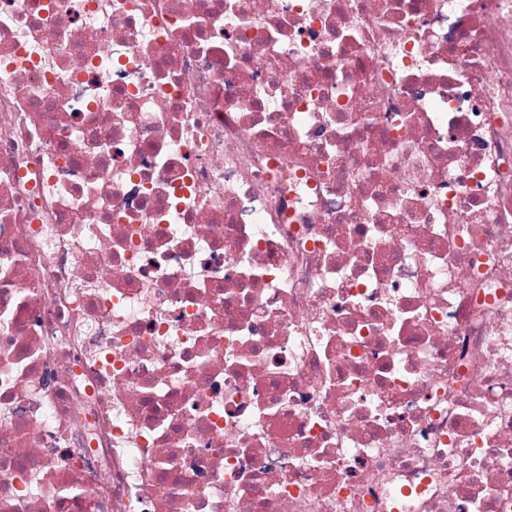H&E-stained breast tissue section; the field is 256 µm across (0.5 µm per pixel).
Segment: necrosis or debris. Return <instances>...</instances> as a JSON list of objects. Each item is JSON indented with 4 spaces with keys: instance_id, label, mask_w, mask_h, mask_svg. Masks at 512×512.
<instances>
[{
    "instance_id": "4bbe7bcc",
    "label": "necrosis or debris",
    "mask_w": 512,
    "mask_h": 512,
    "mask_svg": "<svg viewBox=\"0 0 512 512\" xmlns=\"http://www.w3.org/2000/svg\"><path fill=\"white\" fill-rule=\"evenodd\" d=\"M0 512H512V0H0Z\"/></svg>"
}]
</instances>
